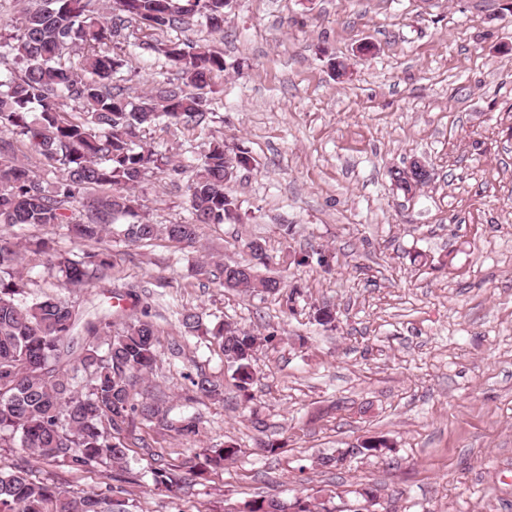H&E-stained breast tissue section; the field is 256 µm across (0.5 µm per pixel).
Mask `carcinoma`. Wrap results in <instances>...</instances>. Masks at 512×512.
<instances>
[{
    "instance_id": "obj_1",
    "label": "carcinoma",
    "mask_w": 512,
    "mask_h": 512,
    "mask_svg": "<svg viewBox=\"0 0 512 512\" xmlns=\"http://www.w3.org/2000/svg\"><path fill=\"white\" fill-rule=\"evenodd\" d=\"M113 11L101 12L99 0H39L20 22L0 32V57L12 58L19 71H0V133L25 139L31 150L63 171L44 186L34 172L0 152V224L4 228L64 223V210L82 189L108 186L115 193L86 208L85 218L68 230L80 242L99 241L112 222L131 218L124 240L147 246L160 237L177 244L196 240L201 224H222L238 214L237 200L226 190L235 178L231 150L213 140L196 165L188 186L190 219L152 224L138 213L137 200L124 193L140 185L154 169L172 165V157L141 143L145 129L162 121L205 128L211 121L206 99L180 88L137 97L113 91L112 76L126 65L123 52L103 46L134 23L149 30L172 28L199 17L213 32L224 27V0H113ZM81 49L78 65L66 63V52ZM177 67L185 84L203 89L214 73L224 71V57L193 43L160 48ZM72 103L75 113L61 111ZM26 248L45 257L64 288H83L112 268L107 249L67 256L42 238ZM238 263L197 267L230 290L280 293V279L262 276L270 255L266 245L244 243ZM20 248L12 235L0 233V447L75 473L100 466H122L127 447L122 434L133 420L156 418V404H136L130 388L138 374L156 363L157 327L150 305L141 314L112 320L108 313L84 318L69 301L49 294L33 296L17 270ZM186 336L211 334L221 341L224 357L239 391L248 393L256 376V352L272 337L239 328H209L193 312L181 313ZM191 384L205 396L224 393V385L200 372ZM238 452L235 445L212 448L207 461L221 468ZM155 487L167 491L190 483L192 472L158 466L150 470ZM69 491L22 466L0 469V512H115L113 494Z\"/></svg>"
}]
</instances>
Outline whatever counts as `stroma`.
Wrapping results in <instances>:
<instances>
[{
  "label": "stroma",
  "instance_id": "1",
  "mask_svg": "<svg viewBox=\"0 0 512 512\" xmlns=\"http://www.w3.org/2000/svg\"><path fill=\"white\" fill-rule=\"evenodd\" d=\"M194 42L224 58L205 90L206 129L159 124L148 147L175 166L136 193L154 224L187 220L193 156L214 138L246 152L230 184L242 221L204 224L193 246L158 240L73 242L59 225L13 228L74 254L106 247V280L70 289L89 309L112 285L149 292L157 363L132 388L170 422L195 416L187 439L135 419L123 466L136 512H237L244 502L309 497L354 512L361 489L380 512H512V0H232L224 30L197 22L150 32L114 75L126 95L181 84L159 44ZM421 160L431 181L396 191L389 172ZM265 242L268 275L298 287L293 306L196 275L195 262L241 260ZM336 312L335 330L314 309ZM266 335L251 400L233 385L217 342L184 335L185 310ZM224 384L187 402L189 378ZM368 438L380 454L325 468L323 456ZM278 450L262 451L261 442ZM239 452L223 468L203 453ZM70 490H100L105 469L72 474L0 448L12 463ZM197 471L177 493L150 470Z\"/></svg>",
  "mask_w": 512,
  "mask_h": 512
}]
</instances>
